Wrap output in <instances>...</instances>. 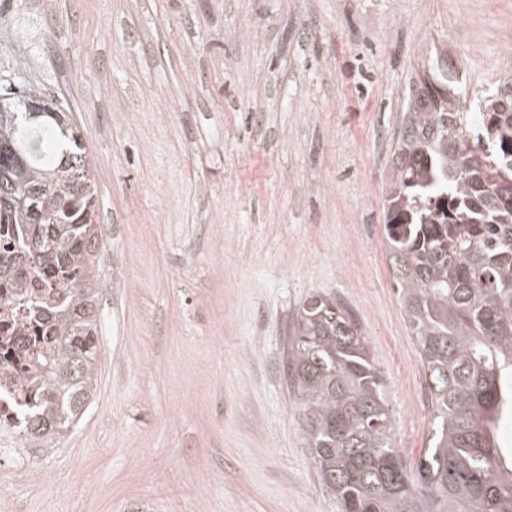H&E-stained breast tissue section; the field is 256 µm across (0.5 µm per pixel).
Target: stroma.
Wrapping results in <instances>:
<instances>
[{"mask_svg":"<svg viewBox=\"0 0 512 512\" xmlns=\"http://www.w3.org/2000/svg\"><path fill=\"white\" fill-rule=\"evenodd\" d=\"M512 0H0V89L69 112L97 186V389L0 512H336L283 379L290 319L360 321L392 434L430 408L383 222L407 88L447 51L475 101Z\"/></svg>","mask_w":512,"mask_h":512,"instance_id":"obj_1","label":"stroma"}]
</instances>
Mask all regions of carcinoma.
<instances>
[{
  "label": "carcinoma",
  "instance_id": "carcinoma-1",
  "mask_svg": "<svg viewBox=\"0 0 512 512\" xmlns=\"http://www.w3.org/2000/svg\"><path fill=\"white\" fill-rule=\"evenodd\" d=\"M412 83L384 191L386 247L431 409L428 446L396 447L385 381L359 321L313 294L288 327L285 380L337 512H512V76L461 111L463 74L435 55ZM0 105V324L20 349L26 440L87 410L100 357L96 186L62 112Z\"/></svg>",
  "mask_w": 512,
  "mask_h": 512
}]
</instances>
